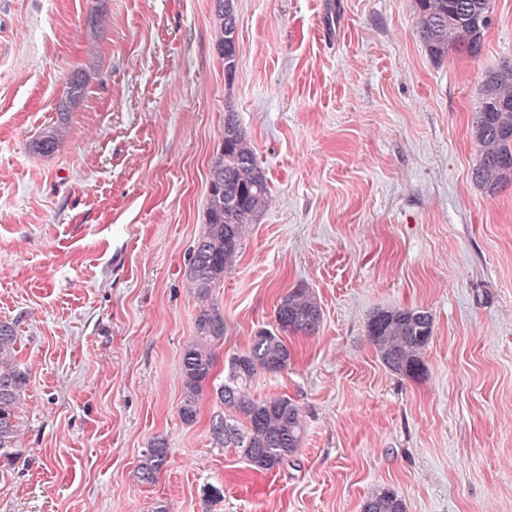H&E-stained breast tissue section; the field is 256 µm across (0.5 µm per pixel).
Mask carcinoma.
Here are the masks:
<instances>
[{"mask_svg":"<svg viewBox=\"0 0 512 512\" xmlns=\"http://www.w3.org/2000/svg\"><path fill=\"white\" fill-rule=\"evenodd\" d=\"M417 34L435 62L454 52L477 55L493 24L492 0H415ZM216 47L224 58L227 78L237 68L236 20L233 5L216 0ZM480 158L473 169L477 184L491 191L512 182V73L495 67L485 71L471 125ZM66 131V123L50 127L35 143L50 154ZM269 199V186L246 132L234 112L224 114V143L210 168L203 232L196 239L186 269V280L204 308L195 334L183 349V393L177 407L180 420L192 424L200 401L210 391L224 410L210 423L212 440L221 448H239L250 466L261 472L279 468L293 457L304 436L301 408L285 396L257 400L249 388L264 372L288 368L291 353L282 334L311 335L322 320L321 307L307 288L286 293L275 309L276 328H261L248 348L234 355L224 382L215 384L216 346L226 324L219 307L210 302L214 288L224 282L243 246L247 225ZM433 335L431 314L419 308L393 307L373 312L367 336L382 362L393 372L418 378L425 371L421 355ZM15 325L0 321V461L10 465L21 457L18 448V405L29 376L17 362ZM167 449L158 440L143 455L140 478L151 482L166 466ZM365 512H406L398 493L376 489L363 502Z\"/></svg>","mask_w":512,"mask_h":512,"instance_id":"1","label":"carcinoma"}]
</instances>
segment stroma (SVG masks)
Instances as JSON below:
<instances>
[{"label": "stroma", "mask_w": 512, "mask_h": 512, "mask_svg": "<svg viewBox=\"0 0 512 512\" xmlns=\"http://www.w3.org/2000/svg\"><path fill=\"white\" fill-rule=\"evenodd\" d=\"M234 6L229 78L215 0H0V320L30 373L0 512H361L381 486L407 512H512V184H476L471 132L485 70L512 62V0H493L480 55L440 63L414 0ZM228 111L270 200L212 293L216 375L275 329L285 292L322 309L250 389L303 412L299 451L269 472L213 446L212 397L193 424L177 413L202 307L185 270ZM391 307L433 318L420 378L368 339ZM158 439L167 464L145 484Z\"/></svg>", "instance_id": "obj_1"}]
</instances>
